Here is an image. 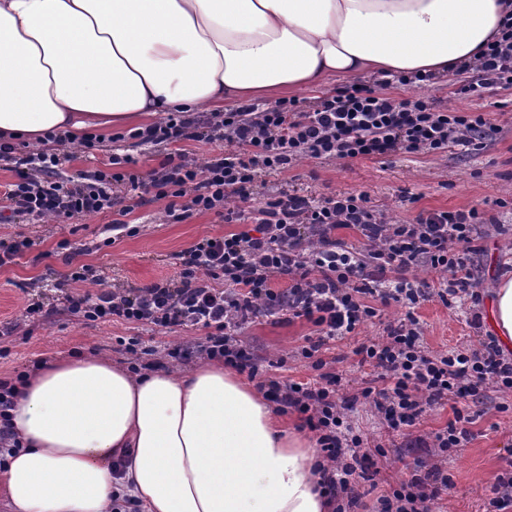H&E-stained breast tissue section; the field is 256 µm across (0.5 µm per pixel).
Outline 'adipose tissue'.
Returning <instances> with one entry per match:
<instances>
[{"label":"adipose tissue","instance_id":"1","mask_svg":"<svg viewBox=\"0 0 512 512\" xmlns=\"http://www.w3.org/2000/svg\"><path fill=\"white\" fill-rule=\"evenodd\" d=\"M512 0H0V138L194 112L331 75L445 73L481 55ZM8 512H330L316 448L208 362L141 376L77 353L15 383Z\"/></svg>","mask_w":512,"mask_h":512}]
</instances>
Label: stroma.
Masks as SVG:
<instances>
[{"label":"stroma","instance_id":"35a3bbf8","mask_svg":"<svg viewBox=\"0 0 512 512\" xmlns=\"http://www.w3.org/2000/svg\"><path fill=\"white\" fill-rule=\"evenodd\" d=\"M457 79L453 71L441 74L435 83L417 92L441 108L484 113L493 130L482 150L455 147L385 159L305 158L280 176L268 179L265 192L299 189L319 198L364 192L377 209L401 223L412 221L423 210L475 206L492 211L496 199L512 198V87L489 88L479 96H458L454 93ZM165 208L162 200L135 208L126 217L127 224L135 227V234L118 239L110 230L114 218L110 211L71 224L0 223V241L9 243L26 237L33 242L22 257L0 267V328L10 324L15 327L6 340L7 354L0 356V379L15 377L35 362L79 350L126 363L128 356L119 344L123 338H141L161 357L175 346L202 341L203 331L182 327L153 330L120 321L88 324L70 315L47 324L26 319L29 304L48 303L58 297V285L74 293L95 291L91 282L71 280V273L80 268L101 274L105 288L111 290L142 288L176 279L179 268L175 254L202 238L220 236L228 230L212 212L193 215L179 224L165 223ZM501 221L508 224V232L501 234L495 227L486 226L483 250L471 257L476 286L487 300L505 270H512V214L503 215ZM68 252L74 256L73 262H65ZM403 313V308L395 304L381 307L378 317L363 325L357 336L336 341L325 352V359L334 360L336 371L342 372L346 393L361 388L370 374L369 367H358L353 354L359 340L381 335L385 323ZM415 314L424 342L433 351L478 347L485 334L493 330L491 319H484L482 329H474L464 308L445 307L436 298L421 303ZM312 331V324L302 318L290 322L264 318L245 325L238 338L260 368L280 360L284 366L277 370V377L305 381L314 372L298 350ZM347 421L354 432L386 447L378 485L355 510L373 512L378 496L389 492L391 483L404 476L413 456L404 438L389 435L385 421L369 405L356 403L348 411ZM470 429L472 439L448 459V489L437 504L438 512H484L504 459L512 455V396L491 393L483 414Z\"/></svg>","mask_w":512,"mask_h":512}]
</instances>
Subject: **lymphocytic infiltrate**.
<instances>
[{
    "instance_id": "lymphocytic-infiltrate-1",
    "label": "lymphocytic infiltrate",
    "mask_w": 512,
    "mask_h": 512,
    "mask_svg": "<svg viewBox=\"0 0 512 512\" xmlns=\"http://www.w3.org/2000/svg\"><path fill=\"white\" fill-rule=\"evenodd\" d=\"M478 81L460 84V95H475L512 85V21L504 20L476 66ZM490 125L479 112L440 109L421 96L386 97L367 84L352 81L321 98L312 111L283 100L260 110L243 105L203 123L182 111L167 113L145 129L130 131L140 144L166 145L170 151L147 178L130 170L135 159L113 153L106 169L86 175L79 184L62 179L59 168L71 157V137L57 139L52 151L17 155L0 143V161L10 163L14 182L0 189V219L51 217L66 223L117 209L120 218L148 199L166 200L167 223L178 224L197 213L214 212L233 224L253 214L255 228L205 238L181 251L176 281L125 292L64 293L54 303L30 304L28 316L49 319L76 315L87 321L122 320L159 329L192 326L205 329L193 348L168 350L169 358L224 361L257 379V387L277 411H296L317 436L325 466L317 486L332 512H351L365 484L373 482L375 459L383 445L366 446L344 423L353 398L371 403L390 429L408 432L407 446L423 453L409 479L377 500L375 512H431L448 488L442 464L467 443L476 405L488 391L512 392V359L505 358L496 337L479 347L431 353L414 309L439 298L445 306L470 303L469 324L481 328L482 298L473 281L468 255L484 237L485 212L434 210L414 222L395 224L374 209L366 193L317 199L296 192L256 196L259 174L276 175L298 158H382L397 154L436 153L452 147L478 150ZM221 140L224 155L203 167L181 149L187 141ZM240 209L226 207L228 198ZM251 211H244V204ZM356 230L364 248L348 245L340 229ZM423 266L441 275L438 288L409 277ZM287 277L278 291L271 282ZM398 303L404 317L388 323L385 334L360 343L355 353L373 377L356 396L339 394L341 378L324 354L331 342L351 336L378 315V305ZM302 318L314 328L300 349L316 376L307 382L259 378V366L235 337L258 315ZM464 400L453 420L429 436L409 429L426 408Z\"/></svg>"
}]
</instances>
